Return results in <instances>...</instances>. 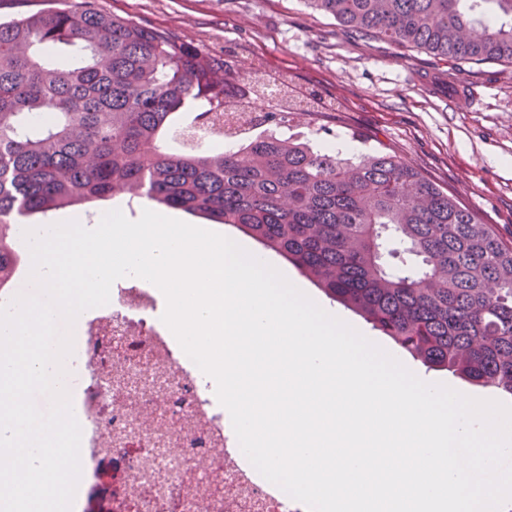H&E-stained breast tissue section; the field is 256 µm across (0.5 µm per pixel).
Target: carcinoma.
Wrapping results in <instances>:
<instances>
[{"label":"carcinoma","instance_id":"cac0c4a2","mask_svg":"<svg viewBox=\"0 0 512 512\" xmlns=\"http://www.w3.org/2000/svg\"><path fill=\"white\" fill-rule=\"evenodd\" d=\"M353 31L450 61L512 63V0H306ZM249 90L242 66L70 0L0 22V291L18 221L147 201L233 224L430 369L512 395V243L397 155L279 128L201 142ZM52 113L49 122L40 116ZM117 205H121L124 215L130 220L139 219L142 214L143 209L146 206H149V205H138L137 203L134 202L133 209H131L127 206L126 201L121 200L120 198H116V199H113L110 201H99V202H93V203H88V204L78 205V206L68 208L64 214L56 216L52 220H54L55 218H58L60 216H64L71 212H78V213L82 214L83 217L84 216L86 217V221L84 219L85 224H89L88 216H87L88 212H86V210H89L90 212H96L97 217L99 214H101V217H102V215L105 212L110 211L112 209V207H115Z\"/></svg>","mask_w":512,"mask_h":512}]
</instances>
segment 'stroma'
<instances>
[{"mask_svg":"<svg viewBox=\"0 0 512 512\" xmlns=\"http://www.w3.org/2000/svg\"><path fill=\"white\" fill-rule=\"evenodd\" d=\"M104 12L163 30L180 41L223 55L235 49L261 63L265 75L288 76L293 95L314 94L318 112L293 114L288 134L330 131L335 142L368 144L395 153L448 190L481 222L512 242V67L493 62L448 64L406 48L352 32L305 0H98ZM452 70L472 96L430 87L428 77ZM272 265L341 315L386 351L391 340L330 300L278 254ZM118 464L103 460L81 483L88 512L112 504Z\"/></svg>","mask_w":512,"mask_h":512,"instance_id":"obj_1","label":"stroma"}]
</instances>
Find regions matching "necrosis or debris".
<instances>
[{
	"label": "necrosis or debris",
	"mask_w": 512,
	"mask_h": 512,
	"mask_svg": "<svg viewBox=\"0 0 512 512\" xmlns=\"http://www.w3.org/2000/svg\"><path fill=\"white\" fill-rule=\"evenodd\" d=\"M150 282L113 283L110 301L77 322L73 346L81 469L126 461L113 512H308L267 481L236 446L231 420L208 397L210 381L158 311ZM179 455H172V448ZM208 457V469L198 468Z\"/></svg>",
	"instance_id": "1"
}]
</instances>
